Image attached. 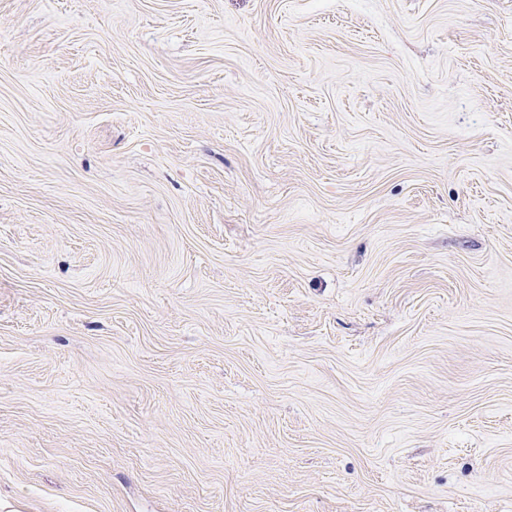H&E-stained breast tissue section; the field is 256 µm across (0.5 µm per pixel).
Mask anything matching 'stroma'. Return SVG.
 Here are the masks:
<instances>
[{
	"label": "stroma",
	"instance_id": "1",
	"mask_svg": "<svg viewBox=\"0 0 512 512\" xmlns=\"http://www.w3.org/2000/svg\"><path fill=\"white\" fill-rule=\"evenodd\" d=\"M0 512H512V0H0Z\"/></svg>",
	"mask_w": 512,
	"mask_h": 512
}]
</instances>
